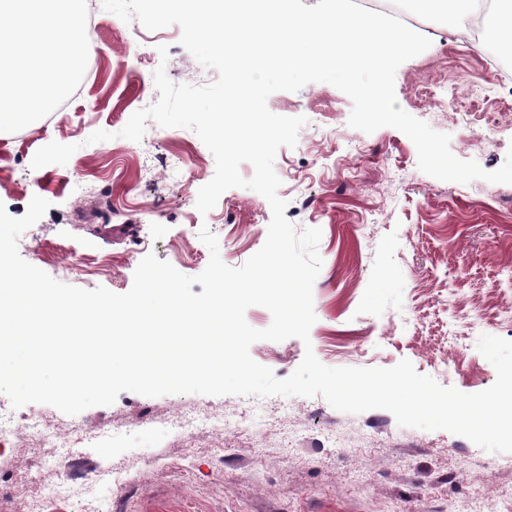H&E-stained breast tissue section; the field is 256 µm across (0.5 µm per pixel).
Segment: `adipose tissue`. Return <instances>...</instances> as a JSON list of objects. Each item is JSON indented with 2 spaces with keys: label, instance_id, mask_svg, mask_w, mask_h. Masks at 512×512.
I'll use <instances>...</instances> for the list:
<instances>
[{
  "label": "adipose tissue",
  "instance_id": "adipose-tissue-1",
  "mask_svg": "<svg viewBox=\"0 0 512 512\" xmlns=\"http://www.w3.org/2000/svg\"><path fill=\"white\" fill-rule=\"evenodd\" d=\"M74 2L0 0V129L29 124L89 53Z\"/></svg>",
  "mask_w": 512,
  "mask_h": 512
}]
</instances>
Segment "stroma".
<instances>
[{
    "instance_id": "35a3bbf8",
    "label": "stroma",
    "mask_w": 512,
    "mask_h": 512,
    "mask_svg": "<svg viewBox=\"0 0 512 512\" xmlns=\"http://www.w3.org/2000/svg\"><path fill=\"white\" fill-rule=\"evenodd\" d=\"M79 5L93 7L98 33L68 92L49 106L53 121L0 132V204L18 218L33 196L50 203L21 234V257L58 281L124 293L150 253L200 274L210 259L199 238L206 227L222 261L243 265L266 241L267 199L232 188L200 213L198 191L216 163L193 130L151 122L141 141L119 135L158 100V66L176 84H208L217 71L180 45L179 26L137 40L136 23L103 10L102 0ZM415 29L431 45L398 68V104L450 134L456 157L498 169L512 147V89L489 82L486 44L442 17L419 18ZM267 106L306 119L295 147L278 150L274 170L286 218L321 231L322 266L309 342L258 341L252 359L285 378L310 348L329 367L390 368L406 359L445 387L492 386L496 370L476 344L483 334L512 340V185L423 173L401 131L350 127L351 99L327 83L273 93ZM101 129L112 140L90 142ZM190 407L234 423L194 437L158 426ZM14 415L97 439L90 448L1 444L0 512H29L34 502L41 512H77L89 502L101 512H468L477 494L482 512H495L512 498V453L400 426L382 409L341 412L320 395L123 392L74 416L37 403ZM129 429L132 440L116 441ZM148 456L159 466L145 467ZM32 474L50 493L29 482Z\"/></svg>"
}]
</instances>
